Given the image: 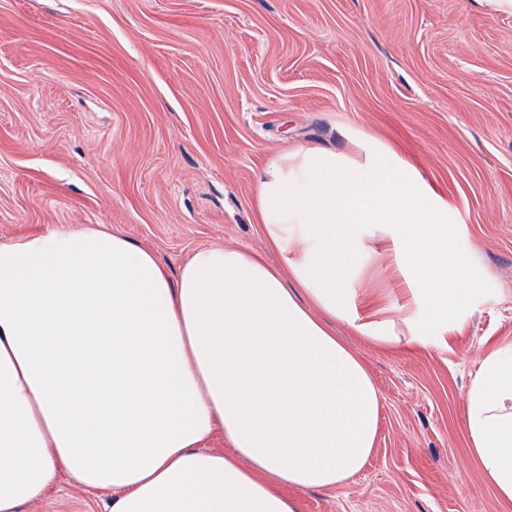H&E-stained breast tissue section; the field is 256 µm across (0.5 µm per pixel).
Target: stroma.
Returning a JSON list of instances; mask_svg holds the SVG:
<instances>
[{
    "mask_svg": "<svg viewBox=\"0 0 512 512\" xmlns=\"http://www.w3.org/2000/svg\"><path fill=\"white\" fill-rule=\"evenodd\" d=\"M366 134L448 201L482 291L451 337L373 347L376 447L301 512H512L467 450L478 361L512 344V11L482 0H0V242L108 224L170 272L197 248L278 263L250 206L274 154ZM369 299L409 285L367 239ZM61 484L26 512H106Z\"/></svg>",
    "mask_w": 512,
    "mask_h": 512,
    "instance_id": "stroma-1",
    "label": "stroma"
}]
</instances>
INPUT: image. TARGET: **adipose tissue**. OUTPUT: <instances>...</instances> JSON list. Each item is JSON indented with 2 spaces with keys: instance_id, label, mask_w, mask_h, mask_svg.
<instances>
[{
  "instance_id": "adipose-tissue-1",
  "label": "adipose tissue",
  "mask_w": 512,
  "mask_h": 512,
  "mask_svg": "<svg viewBox=\"0 0 512 512\" xmlns=\"http://www.w3.org/2000/svg\"><path fill=\"white\" fill-rule=\"evenodd\" d=\"M263 166L251 208L283 268L196 249L178 274L109 227L63 224L0 243V512L66 481L107 512H300L376 443L380 400L347 324L379 348L426 346L478 294L461 229L412 165L365 135ZM382 230L407 275L402 321L360 313ZM469 451L512 503V345L467 389ZM222 437L225 448L208 443Z\"/></svg>"
}]
</instances>
